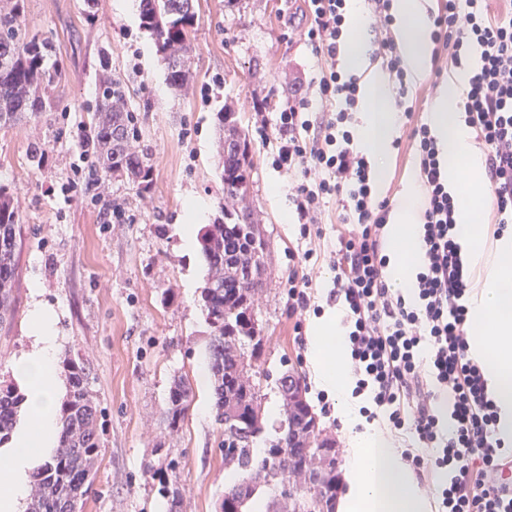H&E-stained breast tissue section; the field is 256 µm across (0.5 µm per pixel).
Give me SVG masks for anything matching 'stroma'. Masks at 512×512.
<instances>
[{
    "mask_svg": "<svg viewBox=\"0 0 512 512\" xmlns=\"http://www.w3.org/2000/svg\"><path fill=\"white\" fill-rule=\"evenodd\" d=\"M305 10L304 0H195L193 80L179 91L168 86L150 33L123 0H24L23 28L47 42L64 75L51 90L52 110L0 125V186L20 216L16 310L0 325V381L15 382L13 364L31 348L34 303L52 306L60 354L89 361L95 374L101 451L79 512H168L152 474L170 458L180 463L183 512H216L224 497V429L199 412L213 402L211 373L201 367L211 334L200 300L207 269L200 255L184 252L178 229L190 196L206 205L200 224L224 217L217 116L227 106L250 142L246 204L269 240L256 302L268 416L256 445L275 435L279 379L294 367L321 426L340 455L349 453L336 396L317 381L307 351L317 317L337 307V205L328 200L320 223L303 229L291 199L297 176L274 164L281 110L298 103V89L307 90L325 66L304 35ZM104 74L127 88L128 107L142 119L139 146L153 163L149 189L106 175L82 144ZM433 80L428 72L409 77L406 89L388 86L401 118L378 198L395 202L418 178L408 132L428 120L439 94ZM256 103L266 107L265 122L252 110ZM103 182L109 192L102 199ZM299 275L309 281L310 304L297 317L288 296ZM176 376L190 381L193 401L172 437L163 416Z\"/></svg>",
    "mask_w": 512,
    "mask_h": 512,
    "instance_id": "35a3bbf8",
    "label": "stroma"
}]
</instances>
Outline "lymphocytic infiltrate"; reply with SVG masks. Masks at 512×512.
<instances>
[{
  "mask_svg": "<svg viewBox=\"0 0 512 512\" xmlns=\"http://www.w3.org/2000/svg\"><path fill=\"white\" fill-rule=\"evenodd\" d=\"M305 35L327 67L317 82L325 104L319 118L305 105L281 112L275 162L301 178L292 194L298 221L314 224L325 198L335 197L339 223L348 225L336 252V298L346 310L356 392H370L373 411L431 451L413 456L417 468L452 467L439 491L441 512H512V487L496 475L506 459L495 433L497 410L479 367L468 356L466 329L471 272L457 240L459 196L427 124L413 126L424 198L420 236L424 262L415 275L416 302L392 293L383 270L387 201L375 198L369 160L347 128L359 104L355 77L337 68L346 47V0H306ZM431 35L454 52L479 47L480 66L467 79L465 123L485 149L484 173L498 226L512 223V15L492 13L488 0H442ZM451 390V432L431 408L429 381Z\"/></svg>",
  "mask_w": 512,
  "mask_h": 512,
  "instance_id": "obj_1",
  "label": "lymphocytic infiltrate"
}]
</instances>
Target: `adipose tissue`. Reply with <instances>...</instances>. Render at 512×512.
I'll return each instance as SVG.
<instances>
[{"mask_svg":"<svg viewBox=\"0 0 512 512\" xmlns=\"http://www.w3.org/2000/svg\"><path fill=\"white\" fill-rule=\"evenodd\" d=\"M400 20L396 41L414 75H421L430 54L429 32L419 0H393ZM389 78L371 72L363 87L359 138L369 153L385 152L399 117L387 97ZM461 96L456 81L435 101L430 126L444 156L449 157L448 189L461 193V171H468L472 189L461 193L458 241L464 257L477 269L470 306L469 355L478 364L487 393L498 409L497 436L512 443V233L487 242L476 222L481 205L478 190L482 157L470 128L454 113ZM416 188H409L394 205L387 237L393 257L385 270L391 288L403 297L414 295V272L423 261L416 223ZM343 315L335 311L314 324L308 352L317 380L333 391L347 428L353 429V448L346 464V490L338 512H430L429 498L417 486L413 471L401 453L375 430L362 428L359 408L367 394H354L355 379L347 362V336ZM33 345L14 364L16 376L26 384L27 409L33 427L21 429L7 447L0 448V512H20L28 498L32 474L58 445L61 381L58 375L59 342L52 307L35 304L29 316Z\"/></svg>","mask_w":512,"mask_h":512,"instance_id":"obj_1","label":"adipose tissue"}]
</instances>
